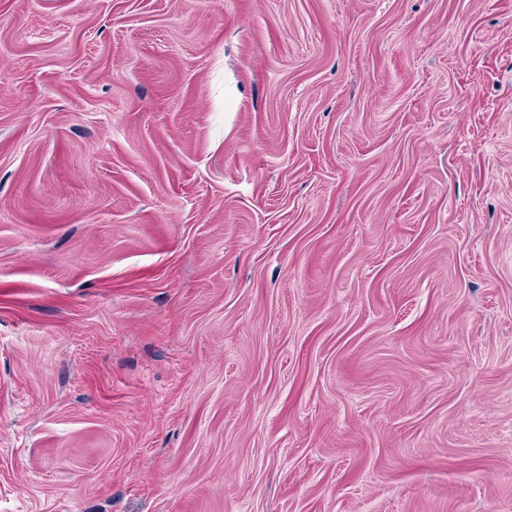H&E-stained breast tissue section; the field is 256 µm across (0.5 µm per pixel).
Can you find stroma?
Wrapping results in <instances>:
<instances>
[{
  "mask_svg": "<svg viewBox=\"0 0 512 512\" xmlns=\"http://www.w3.org/2000/svg\"><path fill=\"white\" fill-rule=\"evenodd\" d=\"M0 512H512V0H0Z\"/></svg>",
  "mask_w": 512,
  "mask_h": 512,
  "instance_id": "stroma-1",
  "label": "stroma"
}]
</instances>
